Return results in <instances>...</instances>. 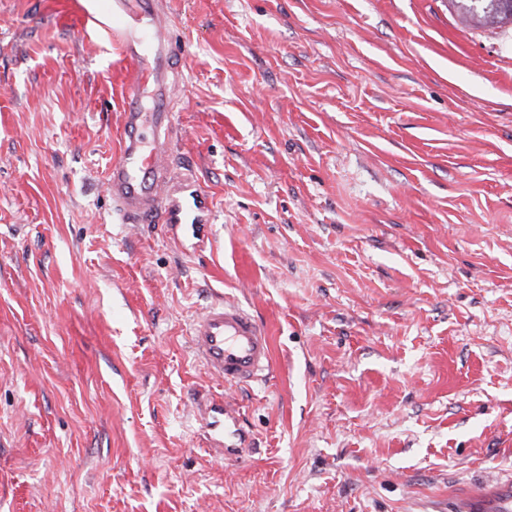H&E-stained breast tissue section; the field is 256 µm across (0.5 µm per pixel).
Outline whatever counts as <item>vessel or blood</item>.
<instances>
[{
	"mask_svg": "<svg viewBox=\"0 0 512 512\" xmlns=\"http://www.w3.org/2000/svg\"><path fill=\"white\" fill-rule=\"evenodd\" d=\"M83 27L103 32L118 44L133 79L124 112L122 146L106 177L113 211L126 224H208L207 194L192 176L179 173L169 145L176 134L171 109L178 85L176 47L170 37L165 0H85L78 13ZM190 348L212 376L247 384L271 366L266 330L246 310L219 301L193 322ZM209 432L210 455H226L218 425L229 417L225 402L200 407ZM450 512H512V479H491L462 491Z\"/></svg>",
	"mask_w": 512,
	"mask_h": 512,
	"instance_id": "obj_1",
	"label": "vessel or blood"
}]
</instances>
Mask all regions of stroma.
<instances>
[{"label":"stroma","mask_w":512,"mask_h":512,"mask_svg":"<svg viewBox=\"0 0 512 512\" xmlns=\"http://www.w3.org/2000/svg\"><path fill=\"white\" fill-rule=\"evenodd\" d=\"M82 2L0 0V512H425L512 477V30L169 0L214 218L172 230L112 214L131 70ZM221 300L271 338L241 388L189 348ZM199 406L202 421L200 427L212 432V434L207 432L209 454L220 459H224L226 454L237 455L240 452V448H224V419L226 420V417L228 418L231 413L225 402L212 400ZM221 422L223 424L222 434L214 431Z\"/></svg>","instance_id":"stroma-1"}]
</instances>
